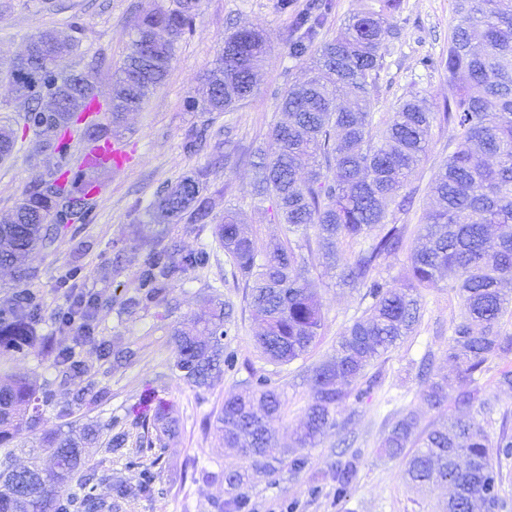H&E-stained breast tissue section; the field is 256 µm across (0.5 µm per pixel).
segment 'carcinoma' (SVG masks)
Listing matches in <instances>:
<instances>
[{"label": "carcinoma", "mask_w": 512, "mask_h": 512, "mask_svg": "<svg viewBox=\"0 0 512 512\" xmlns=\"http://www.w3.org/2000/svg\"><path fill=\"white\" fill-rule=\"evenodd\" d=\"M199 0H178L172 10L150 9L140 18L136 36H148L147 53L134 50L113 77L112 91L102 104L93 93V72L106 65L100 58L86 72H59L54 96L58 106L42 112L35 84L45 64L62 67L76 48L62 30L31 38L30 53L8 63L0 74L13 79L23 102V119L48 136L47 147L65 159L66 134L81 127L82 141L93 149L110 140L130 112L142 109L149 95L166 79L174 44L183 34ZM401 0H382L379 9L352 15L332 39L316 50L317 69L304 83L284 92L271 137L276 150L257 151L254 196L271 200L284 236L258 244L242 227L239 213L224 209V223L215 237L249 289L248 300L259 332L257 348L275 364L304 358L323 325L317 289L305 276L311 242L329 264H342V282L366 289L371 304L336 339L332 355L313 368L311 395L297 431L299 448H313L330 428L339 427L336 407L347 397L361 400L376 382L366 370L381 354L414 332L421 318L419 290L447 276L461 301V318L448 338V375L426 382L423 400L432 409L448 403V384L457 386L455 410L448 421L419 429L414 414L396 420L380 448L390 459L407 457L408 485L426 491L446 484L448 501L439 512H498L502 474L493 457L512 456V433L502 422L497 439L472 415L478 401L477 381L493 358L512 355V335L502 331L509 312L504 285L512 284V0H455L456 24L448 39V105L442 120L458 137L439 168L430 189L438 209L418 225L414 239L405 224L388 220L387 205L395 201L408 177L425 159L436 113L417 97L404 98L377 130L370 112L382 67L381 50L395 35L389 16ZM322 24V14L302 19L305 32L289 43L293 57L305 55ZM268 52L264 36L237 30L224 40V51L208 72L204 112H229L252 96ZM17 131L0 126V159L11 155ZM209 169L198 168L157 193L148 210L149 223L133 233L145 245L139 259L137 293L124 303L129 313L160 302L166 288L190 269L210 260L205 249L186 251L168 240L169 225L188 216L205 224L212 202L206 196ZM91 180L83 170L58 166L52 183L25 194L10 221L0 224V267L14 272L20 283L37 277L27 265L35 250H45L66 224L86 218ZM406 252L401 284L379 278L381 261ZM99 304L96 298L71 293L55 320L62 329L86 321ZM43 311L41 295L17 287L0 298V359L15 360L40 350L54 364L76 368L72 352L54 346L38 334ZM232 322V307L212 298L175 333L173 367L196 386H208L222 369L235 366L223 337ZM100 356L116 364L134 355L129 348L111 350L96 344ZM47 389L33 376L0 377V512H103L95 494L101 478L86 460V448L99 435L93 425L79 433H44L38 453L17 463L10 445L18 432L36 423L37 401ZM284 413V403L267 380L257 389L224 399V447L236 452L243 465L224 467L230 501L221 506L243 512L248 502L241 490L269 469L265 456L273 436L272 422ZM155 440L175 431V423L158 417ZM53 469L41 465V455ZM358 473L352 459L333 476L336 500L350 493Z\"/></svg>", "instance_id": "carcinoma-1"}]
</instances>
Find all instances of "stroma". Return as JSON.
Wrapping results in <instances>:
<instances>
[{
	"instance_id": "1",
	"label": "stroma",
	"mask_w": 512,
	"mask_h": 512,
	"mask_svg": "<svg viewBox=\"0 0 512 512\" xmlns=\"http://www.w3.org/2000/svg\"><path fill=\"white\" fill-rule=\"evenodd\" d=\"M310 0H200L199 7L175 45L174 59L165 82L151 93L143 108L129 115L119 137L134 161L120 173L100 175L101 191L92 196L86 220L62 229L48 250L33 254L30 264L38 273L32 283L44 306L38 332L53 337L57 346L71 348L83 374L75 376L52 365L39 352L0 363V371L34 375L48 381L54 393L44 405L39 423L21 432L14 441L18 457H26L41 434L89 422L102 429L101 440L90 453L104 480L98 494L111 503L112 512H217L226 500L223 480L206 482L195 477L198 469L221 472L238 459L224 447V430L217 417L230 394L254 387L257 378H268L281 392L285 415L274 424V437L267 460L273 472L247 488L251 512H282L288 501L299 504V512H432L447 500V487L415 493L404 479L403 460L387 459L379 442L396 418L415 411L420 427L447 419V409L434 410L421 399L423 384L418 367L431 356L434 370L444 374L448 362L444 352L461 307L450 280L421 291L422 318L411 337L383 355L370 367L378 383L362 399H347L337 409L343 431L329 429L319 443L305 449L308 465L295 474L284 464L285 454H297L294 432L311 392L312 369L332 354L339 334L369 306L363 289L347 288L341 271L324 266L319 251L308 256L307 276L317 288L323 304L324 325L314 347L304 359L289 365L269 362L256 348L254 326L246 301V290L236 279L234 268L222 249L214 248L213 227L223 223L224 210L235 207L245 227L259 242L282 235L272 201L251 198L253 171L247 162L256 150L273 151L270 125L281 95L306 76L310 56L292 58L288 43L295 37L296 21ZM177 0H0V59L26 52L31 37L51 30L72 34L77 48L65 67L87 70L98 56L110 65L96 74L98 90L108 95L112 76L129 51L134 29L145 10L173 9ZM390 22L395 30L383 48L379 92L371 102L375 120L387 118L393 105L408 91H416L442 111L448 97V38L455 24L454 0H402ZM245 26L262 31L270 50L253 95L233 112H196L189 100L206 93V76L224 47L225 37ZM203 128L207 138L197 153L183 144L192 129ZM455 131L435 122L428 156L410 176L405 189L412 195L407 212L397 213L398 223L416 229L432 205L429 184L452 150ZM42 136L27 133L12 155L0 161V223L13 211L38 180L54 176L59 159L42 147ZM209 165L208 194L212 201L209 223L189 220L172 225L171 236L186 248L213 247L208 267L189 270L167 290L165 301L149 305L136 315L121 312L120 304L132 296L137 285L135 267L113 274L116 255L131 253L140 241L132 233L135 224L146 221V212L161 186ZM82 275L73 288L62 287L72 268ZM99 298L90 332L59 329L54 314L66 305L69 292ZM220 295L234 309L235 323L224 340L238 358L236 370L224 373L209 388H197L174 373L173 335L184 319L199 311L210 295ZM104 341L131 347L136 357L116 368L102 359L95 347ZM512 369V356L492 360L480 378L481 398L494 405L492 413H478L491 436L501 426L512 429V391L497 383L501 370ZM93 380L110 393L99 406L81 404L77 394L86 380ZM168 406L179 420L178 436L147 449L153 438L146 418L158 405ZM122 434L124 445L111 452L107 442ZM358 459V474L349 496L334 497L330 475L350 457ZM149 467L154 482L149 493H136L141 467ZM321 484L312 494L313 484ZM131 487L132 495L119 499L116 486Z\"/></svg>"
}]
</instances>
